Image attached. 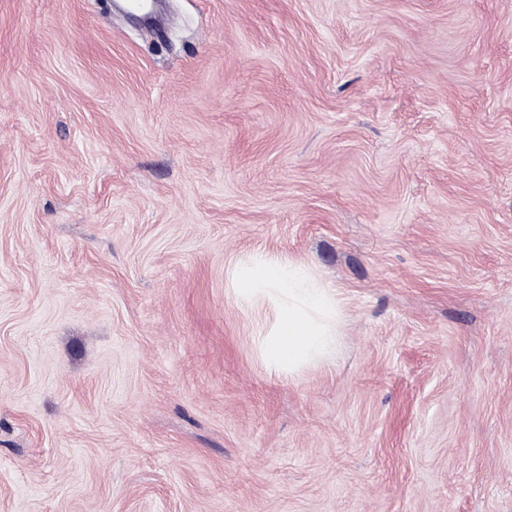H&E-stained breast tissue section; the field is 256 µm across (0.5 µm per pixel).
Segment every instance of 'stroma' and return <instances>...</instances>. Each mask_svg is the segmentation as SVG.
<instances>
[{"mask_svg":"<svg viewBox=\"0 0 512 512\" xmlns=\"http://www.w3.org/2000/svg\"><path fill=\"white\" fill-rule=\"evenodd\" d=\"M165 6L0 0V512H512V0ZM232 280L243 300L264 315L255 341L270 372L291 374L331 355L336 303L299 269L262 258L235 266Z\"/></svg>","mask_w":512,"mask_h":512,"instance_id":"obj_1","label":"stroma"}]
</instances>
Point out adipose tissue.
Returning <instances> with one entry per match:
<instances>
[{"label":"adipose tissue","mask_w":512,"mask_h":512,"mask_svg":"<svg viewBox=\"0 0 512 512\" xmlns=\"http://www.w3.org/2000/svg\"><path fill=\"white\" fill-rule=\"evenodd\" d=\"M236 292L264 322L255 337L267 369L290 374L336 346V303L290 263L262 258L234 267Z\"/></svg>","instance_id":"1"}]
</instances>
